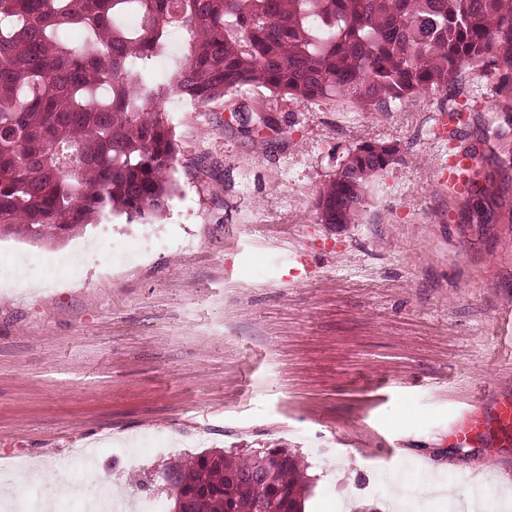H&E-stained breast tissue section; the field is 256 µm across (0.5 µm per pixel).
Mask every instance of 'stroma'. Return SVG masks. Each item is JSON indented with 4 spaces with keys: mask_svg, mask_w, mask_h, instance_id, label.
<instances>
[{
    "mask_svg": "<svg viewBox=\"0 0 512 512\" xmlns=\"http://www.w3.org/2000/svg\"><path fill=\"white\" fill-rule=\"evenodd\" d=\"M177 105L166 215L63 240L0 234V269L19 278L104 239L79 277L0 281V480L21 512H90L107 494L172 512L165 466L214 449L296 453L306 512H451L472 497L499 512L512 447L452 448L448 428L512 389V213L467 223L444 163L476 148L478 180L512 200V70L465 66L388 112L255 87L164 103ZM454 106L468 123L436 143ZM363 141L397 144L399 163L359 223H318L320 189ZM431 480L447 495L423 494Z\"/></svg>",
    "mask_w": 512,
    "mask_h": 512,
    "instance_id": "1",
    "label": "stroma"
}]
</instances>
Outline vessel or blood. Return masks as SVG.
<instances>
[{"instance_id":"1","label":"vessel or blood","mask_w":512,"mask_h":512,"mask_svg":"<svg viewBox=\"0 0 512 512\" xmlns=\"http://www.w3.org/2000/svg\"><path fill=\"white\" fill-rule=\"evenodd\" d=\"M473 165L471 157L449 156V186L462 185ZM448 444L455 448L482 447L491 453L512 446V392L501 391L471 405L449 427Z\"/></svg>"}]
</instances>
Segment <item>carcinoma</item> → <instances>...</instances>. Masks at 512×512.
<instances>
[{
    "label": "carcinoma",
    "instance_id": "carcinoma-1",
    "mask_svg": "<svg viewBox=\"0 0 512 512\" xmlns=\"http://www.w3.org/2000/svg\"><path fill=\"white\" fill-rule=\"evenodd\" d=\"M128 13L143 18L133 31ZM88 41L74 49L67 31ZM186 33L165 80L155 60ZM512 68L505 0H0V225L65 238L112 214L159 218L176 194V139L162 103L207 104L263 87L377 112L451 87L467 64ZM400 160L390 142L350 150L315 199L321 224H354L376 179ZM470 224H494L498 189L472 183ZM185 512H301L308 484L285 449L213 451L167 467Z\"/></svg>",
    "mask_w": 512,
    "mask_h": 512
}]
</instances>
